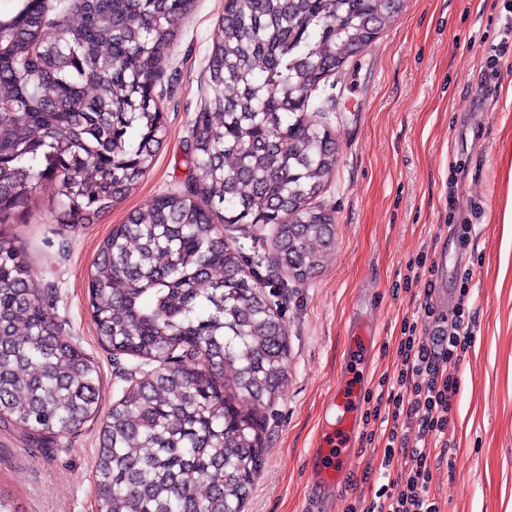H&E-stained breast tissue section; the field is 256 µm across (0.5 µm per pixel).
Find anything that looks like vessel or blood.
Here are the masks:
<instances>
[{
  "mask_svg": "<svg viewBox=\"0 0 512 512\" xmlns=\"http://www.w3.org/2000/svg\"><path fill=\"white\" fill-rule=\"evenodd\" d=\"M377 340L372 321L359 319L353 345L361 355H370ZM360 390L351 374L337 378L336 388L327 401L326 411L331 418L322 428L313 457L318 462L314 474L319 498L333 503L348 478L347 464L353 456L352 446L359 430Z\"/></svg>",
  "mask_w": 512,
  "mask_h": 512,
  "instance_id": "1",
  "label": "vessel or blood"
}]
</instances>
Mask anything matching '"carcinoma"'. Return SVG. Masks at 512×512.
Segmentation results:
<instances>
[{"instance_id": "carcinoma-1", "label": "carcinoma", "mask_w": 512, "mask_h": 512, "mask_svg": "<svg viewBox=\"0 0 512 512\" xmlns=\"http://www.w3.org/2000/svg\"><path fill=\"white\" fill-rule=\"evenodd\" d=\"M191 0H79L47 32L42 0L0 12V423L34 442L95 418V360L60 336L10 224L45 183L59 221L88 224L162 146L153 80ZM399 0H225L208 96L186 149L201 176L153 199L103 242L88 278L105 347L156 364L102 424L101 512H241L263 463L260 422L279 395L285 333L219 224H271L302 280L332 245L311 205L336 166L307 92L363 50Z\"/></svg>"}]
</instances>
